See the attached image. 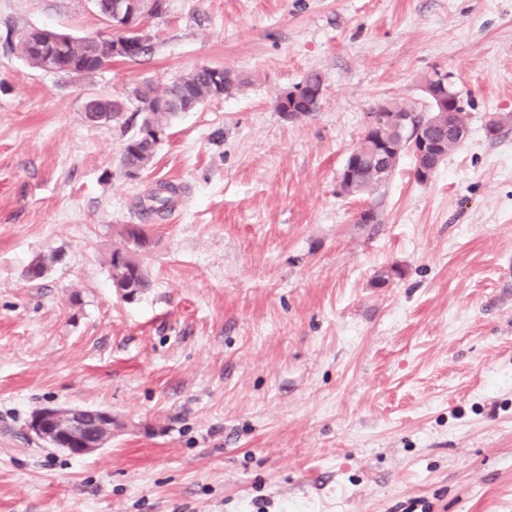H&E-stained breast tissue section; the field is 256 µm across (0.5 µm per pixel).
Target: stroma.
Wrapping results in <instances>:
<instances>
[{"label":"stroma","instance_id":"1","mask_svg":"<svg viewBox=\"0 0 512 512\" xmlns=\"http://www.w3.org/2000/svg\"><path fill=\"white\" fill-rule=\"evenodd\" d=\"M29 28L107 22L0 0V512H512V0H166L139 20L148 55L78 75L10 47ZM200 65L243 84L127 179L130 90ZM313 71L317 111L284 117ZM437 71L466 139L429 182L406 154L337 194L368 112L427 111ZM96 96L115 120H87ZM159 181L180 194L144 220ZM139 223L149 286L127 301L107 258ZM45 406L110 411L112 437L48 447Z\"/></svg>","mask_w":512,"mask_h":512}]
</instances>
